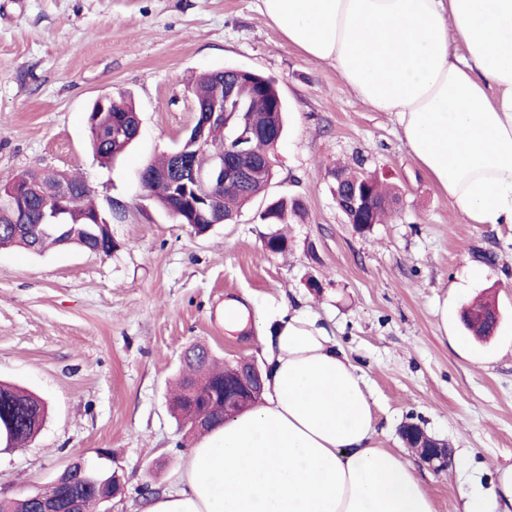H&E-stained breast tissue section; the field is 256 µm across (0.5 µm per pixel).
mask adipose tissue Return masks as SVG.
Here are the masks:
<instances>
[{
  "mask_svg": "<svg viewBox=\"0 0 512 512\" xmlns=\"http://www.w3.org/2000/svg\"><path fill=\"white\" fill-rule=\"evenodd\" d=\"M286 44L392 113L410 155L471 224L512 225V0H261ZM268 360L254 407L183 455L142 512H436L415 464L381 448L371 394L303 307L249 317ZM463 512H512V468Z\"/></svg>",
  "mask_w": 512,
  "mask_h": 512,
  "instance_id": "obj_1",
  "label": "adipose tissue"
}]
</instances>
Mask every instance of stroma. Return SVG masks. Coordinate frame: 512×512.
Returning <instances> with one entry per match:
<instances>
[{"mask_svg": "<svg viewBox=\"0 0 512 512\" xmlns=\"http://www.w3.org/2000/svg\"><path fill=\"white\" fill-rule=\"evenodd\" d=\"M224 67L274 82L285 134L266 196L198 236L137 173L192 125L199 74ZM122 94L142 133L103 167L87 114L100 96ZM339 165L397 189L387 223H347L334 198ZM31 169L83 176L125 217L111 226L108 257L0 249V380L49 405L29 447L0 452V497L34 492L106 448L128 488L109 512H140L139 487H168L195 442L166 403L185 348L206 344L228 364L259 358L254 328L225 330L230 300L252 314L286 301L331 325L367 380L380 447L404 451L398 430L410 421L448 441V468H418L436 512H462L473 484L490 488L512 466V226L461 218L394 117L288 47L259 0H0V184ZM276 198L303 207L278 228L260 218ZM276 229L288 247L266 253ZM474 264L482 276H471ZM487 295L497 334L456 346L464 306Z\"/></svg>", "mask_w": 512, "mask_h": 512, "instance_id": "stroma-1", "label": "stroma"}]
</instances>
